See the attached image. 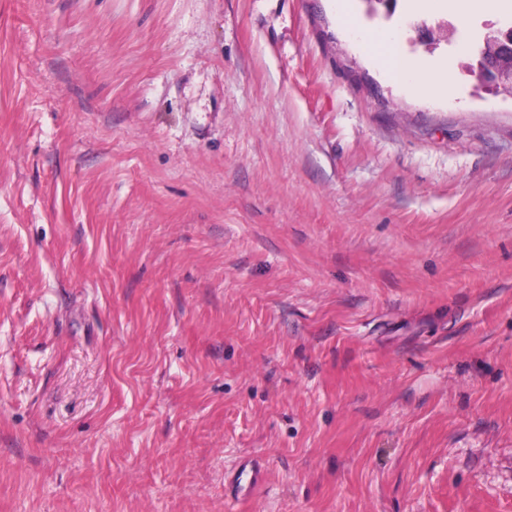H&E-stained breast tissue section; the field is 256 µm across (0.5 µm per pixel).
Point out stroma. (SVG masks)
Instances as JSON below:
<instances>
[{
	"label": "stroma",
	"mask_w": 512,
	"mask_h": 512,
	"mask_svg": "<svg viewBox=\"0 0 512 512\" xmlns=\"http://www.w3.org/2000/svg\"><path fill=\"white\" fill-rule=\"evenodd\" d=\"M347 4L0 0V512H512V15ZM476 69L483 80L512 92V30L489 27L485 48L476 59ZM394 43L393 38L387 34L366 37L363 41L368 53L380 58L392 77L409 79L414 89L421 92H442L445 89L443 79L442 81L431 69L423 65L417 66L400 56Z\"/></svg>",
	"instance_id": "35a3bbf8"
}]
</instances>
